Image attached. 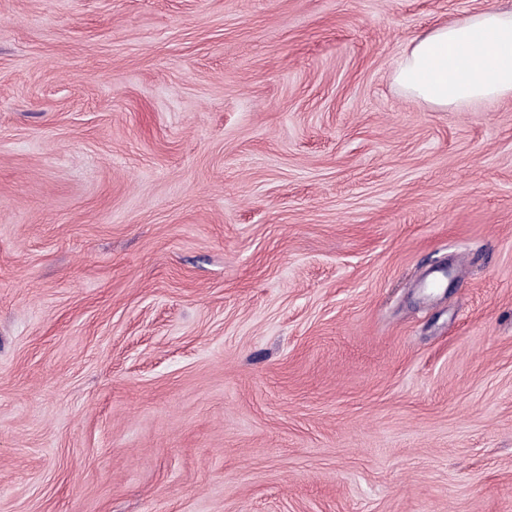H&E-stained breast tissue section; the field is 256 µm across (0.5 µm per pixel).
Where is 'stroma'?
Here are the masks:
<instances>
[{
    "label": "stroma",
    "mask_w": 512,
    "mask_h": 512,
    "mask_svg": "<svg viewBox=\"0 0 512 512\" xmlns=\"http://www.w3.org/2000/svg\"><path fill=\"white\" fill-rule=\"evenodd\" d=\"M502 0H0V512H512ZM394 81L441 109L512 97V7L490 8L417 36L404 49Z\"/></svg>",
    "instance_id": "obj_1"
}]
</instances>
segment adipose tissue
Instances as JSON below:
<instances>
[{
  "label": "adipose tissue",
  "instance_id": "ef3b65f1",
  "mask_svg": "<svg viewBox=\"0 0 512 512\" xmlns=\"http://www.w3.org/2000/svg\"><path fill=\"white\" fill-rule=\"evenodd\" d=\"M394 81L441 109L512 97V7L490 8L417 36L404 49Z\"/></svg>",
  "mask_w": 512,
  "mask_h": 512
}]
</instances>
